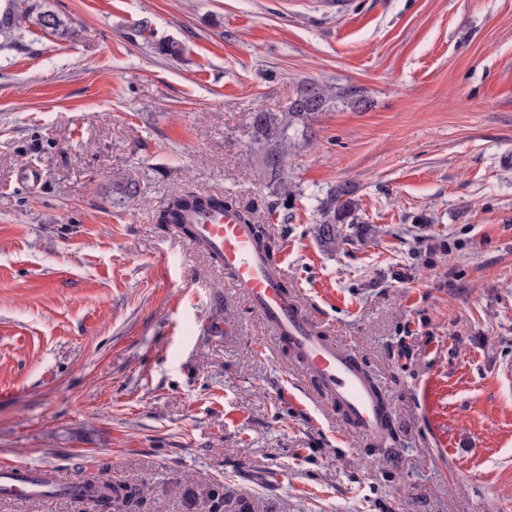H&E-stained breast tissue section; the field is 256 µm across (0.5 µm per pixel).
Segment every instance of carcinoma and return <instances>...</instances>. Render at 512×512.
<instances>
[{
	"instance_id": "carcinoma-1",
	"label": "carcinoma",
	"mask_w": 512,
	"mask_h": 512,
	"mask_svg": "<svg viewBox=\"0 0 512 512\" xmlns=\"http://www.w3.org/2000/svg\"><path fill=\"white\" fill-rule=\"evenodd\" d=\"M31 22L60 40L70 38L71 21L51 9L40 8L33 11L27 0H0V36L7 42L18 38L23 23ZM332 99L327 90L305 88L292 101L286 112H267L258 110L253 113L252 128L255 139L263 153V169L267 186L274 192L288 195V183L282 176V166L292 146L291 132L297 126H306L315 114L323 111ZM228 207L229 203L214 197L196 195H176L159 215L162 224H178L182 212L188 209L205 207ZM319 216L316 235L321 243L333 246L342 237L344 225L360 223L357 205L354 200V188L341 184L331 189L319 203ZM142 491L138 487H115L107 479L93 475L79 483L78 494L74 498L91 501L100 512H136L141 503ZM208 512H272L269 506H260L244 500H234L227 496L209 498Z\"/></svg>"
}]
</instances>
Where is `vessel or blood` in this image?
Listing matches in <instances>:
<instances>
[{
  "instance_id": "b4317fda",
  "label": "vessel or blood",
  "mask_w": 512,
  "mask_h": 512,
  "mask_svg": "<svg viewBox=\"0 0 512 512\" xmlns=\"http://www.w3.org/2000/svg\"><path fill=\"white\" fill-rule=\"evenodd\" d=\"M181 222L193 246L223 270L272 334L292 349L299 365L316 379L324 399L357 433L381 438L395 415L393 400L379 398L357 354L330 336L288 291L279 263L257 246L250 225L231 208L188 210ZM75 486L74 480L50 466L0 463L2 497L41 498L69 493Z\"/></svg>"
}]
</instances>
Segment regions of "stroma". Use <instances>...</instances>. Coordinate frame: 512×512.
Here are the masks:
<instances>
[{
  "instance_id": "35a3bbf8",
  "label": "stroma",
  "mask_w": 512,
  "mask_h": 512,
  "mask_svg": "<svg viewBox=\"0 0 512 512\" xmlns=\"http://www.w3.org/2000/svg\"><path fill=\"white\" fill-rule=\"evenodd\" d=\"M30 2L74 32L0 46V459L102 473L141 512H202L212 491L512 512V0ZM309 85L333 100L283 201L252 114ZM347 181L362 223L322 246L317 201ZM186 193L266 225L289 291L393 398L396 441L321 402L160 223Z\"/></svg>"
}]
</instances>
